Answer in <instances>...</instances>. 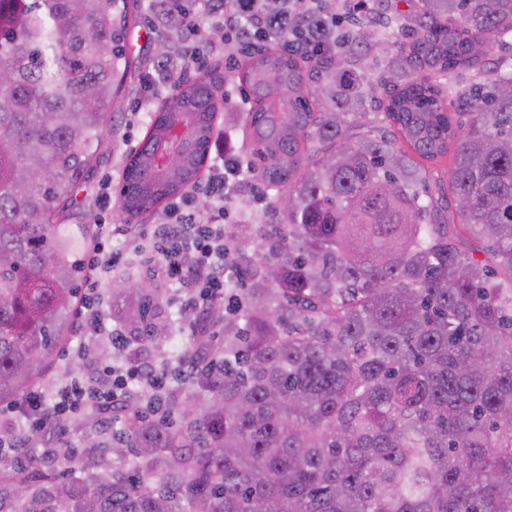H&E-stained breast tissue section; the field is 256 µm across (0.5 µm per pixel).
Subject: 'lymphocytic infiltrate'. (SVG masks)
Returning a JSON list of instances; mask_svg holds the SVG:
<instances>
[{
    "mask_svg": "<svg viewBox=\"0 0 512 512\" xmlns=\"http://www.w3.org/2000/svg\"><path fill=\"white\" fill-rule=\"evenodd\" d=\"M216 144L214 163L203 185L213 204L210 217L200 215L194 206L195 196L190 193L173 202L162 221L150 228L137 224L115 228L104 225L92 255L84 263L89 293L74 330L80 333L90 329L107 337L117 356L107 364L96 362L92 342L80 343L78 356L92 364L96 380L71 381L50 399L43 393L31 392L11 402L7 412L22 433L0 436V452L16 448L20 460H27L28 449L54 444L56 435L46 428L49 419L71 421L95 407L102 411L103 422L109 427L115 422L110 414L115 405L134 401L150 407L168 392L169 371L146 359L124 357L129 339L120 329L109 325L97 288L121 260L120 254L112 249V237L118 234L142 252L146 274L163 278L172 288L186 294L185 306L194 313L192 335H200L211 316L223 312L224 201L239 191L244 169L242 157L230 138L218 136Z\"/></svg>",
    "mask_w": 512,
    "mask_h": 512,
    "instance_id": "f902f5d3",
    "label": "lymphocytic infiltrate"
}]
</instances>
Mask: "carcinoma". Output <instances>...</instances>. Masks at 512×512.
<instances>
[{
  "mask_svg": "<svg viewBox=\"0 0 512 512\" xmlns=\"http://www.w3.org/2000/svg\"><path fill=\"white\" fill-rule=\"evenodd\" d=\"M137 2L0 0V403L42 387L69 340L94 236L67 223L69 188L119 112ZM420 2L386 16L390 43L351 38L328 0H256L242 128L287 223L261 249L224 228V338L181 355L175 420L136 407L114 435L91 412L77 448L0 456V512H512V70L460 95L436 80L486 67L512 0ZM378 46L395 81L373 89L375 129L351 66ZM167 76L124 168L131 218L198 180L224 104L207 71ZM454 103L472 111L461 133ZM111 294L129 335H170L158 289Z\"/></svg>",
  "mask_w": 512,
  "mask_h": 512,
  "instance_id": "carcinoma-1",
  "label": "carcinoma"
}]
</instances>
